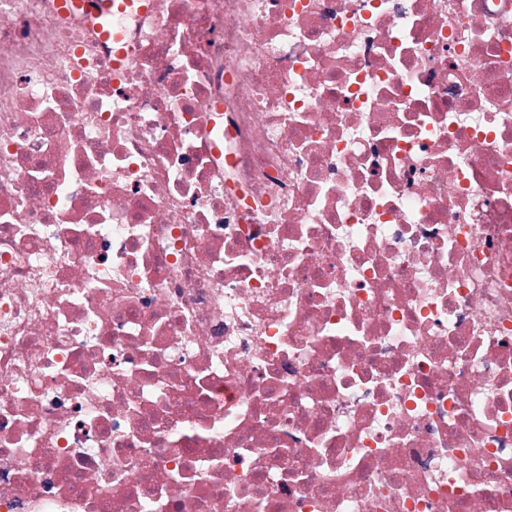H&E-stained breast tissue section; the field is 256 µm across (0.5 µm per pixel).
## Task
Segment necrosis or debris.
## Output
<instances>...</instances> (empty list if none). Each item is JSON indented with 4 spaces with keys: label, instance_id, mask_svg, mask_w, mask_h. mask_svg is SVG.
Masks as SVG:
<instances>
[{
    "label": "necrosis or debris",
    "instance_id": "1",
    "mask_svg": "<svg viewBox=\"0 0 512 512\" xmlns=\"http://www.w3.org/2000/svg\"><path fill=\"white\" fill-rule=\"evenodd\" d=\"M0 512H512V0H0Z\"/></svg>",
    "mask_w": 512,
    "mask_h": 512
}]
</instances>
